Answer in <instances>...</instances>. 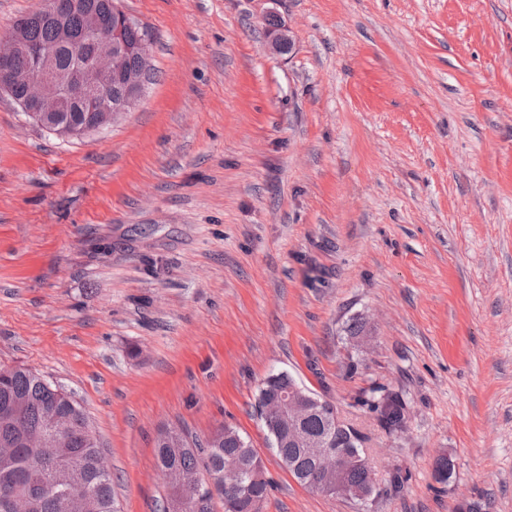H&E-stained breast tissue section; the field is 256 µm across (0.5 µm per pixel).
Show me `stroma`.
Listing matches in <instances>:
<instances>
[{
  "instance_id": "stroma-1",
  "label": "stroma",
  "mask_w": 512,
  "mask_h": 512,
  "mask_svg": "<svg viewBox=\"0 0 512 512\" xmlns=\"http://www.w3.org/2000/svg\"><path fill=\"white\" fill-rule=\"evenodd\" d=\"M120 6L155 75L112 127L62 140L0 91V367L73 394L121 512L157 510L160 430L222 423L263 512H358L270 448L282 371L365 436L370 512H512V0ZM376 386L403 434L357 405Z\"/></svg>"
}]
</instances>
